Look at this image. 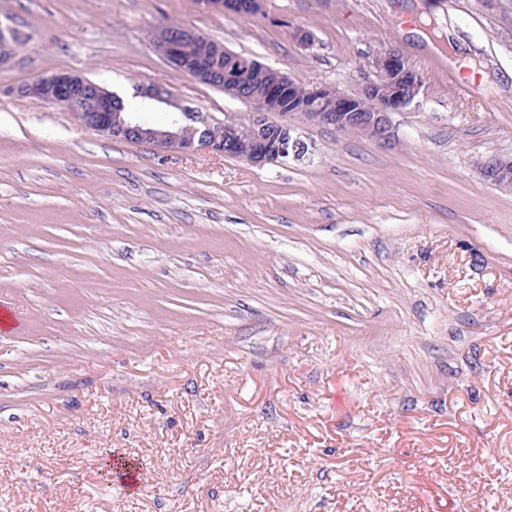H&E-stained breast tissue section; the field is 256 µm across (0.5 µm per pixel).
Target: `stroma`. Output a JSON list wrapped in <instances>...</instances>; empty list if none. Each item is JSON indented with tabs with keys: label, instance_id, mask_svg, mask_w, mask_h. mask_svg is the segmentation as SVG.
<instances>
[{
	"label": "stroma",
	"instance_id": "35a3bbf8",
	"mask_svg": "<svg viewBox=\"0 0 512 512\" xmlns=\"http://www.w3.org/2000/svg\"><path fill=\"white\" fill-rule=\"evenodd\" d=\"M170 23L349 94L392 44L423 86L387 145L309 125L262 166L17 94L249 112L156 53ZM0 30V512H512V188L480 170L512 156V0H0ZM94 84L76 73L62 71L25 83L19 87L20 92L17 91V93L21 97L35 98L66 109L77 107L86 97H94L98 101L100 98L108 100L114 96L106 89Z\"/></svg>",
	"mask_w": 512,
	"mask_h": 512
}]
</instances>
